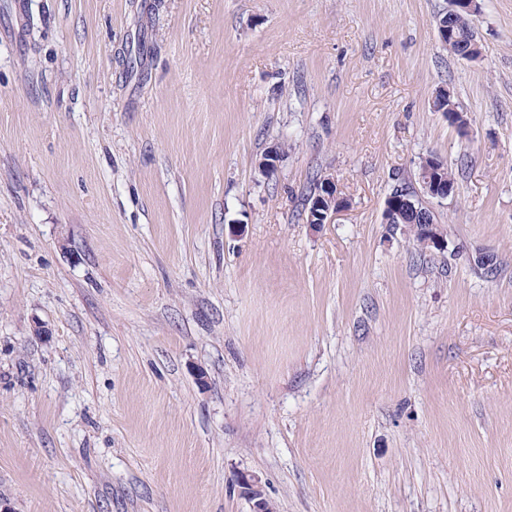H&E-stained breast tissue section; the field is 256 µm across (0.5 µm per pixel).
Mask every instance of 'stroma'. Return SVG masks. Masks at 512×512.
I'll return each instance as SVG.
<instances>
[{
  "mask_svg": "<svg viewBox=\"0 0 512 512\" xmlns=\"http://www.w3.org/2000/svg\"><path fill=\"white\" fill-rule=\"evenodd\" d=\"M478 4L465 61L450 0H0L15 512H250L244 475L275 512H512V0ZM430 153L466 171L423 251L383 209ZM471 17L474 16L470 15L465 10L459 9L457 12V9L453 8L441 14L435 21L439 39L440 29H451L452 36L449 40H446V42H448V45L446 46H448V49L459 58L460 54L466 53L465 51L471 45H478V49L474 51L475 55L482 54L483 45L480 43V39L477 38ZM442 25L446 27H443ZM323 181L324 192L321 195L319 194L322 184L321 178L317 177L310 181L309 186L306 188L304 194V218L306 222L308 220L310 222L314 219V216L310 214V211L312 209L315 197L319 194L317 196L318 203L316 208L320 210L319 212L314 211V214L317 216L318 220L314 223H311L313 225L331 224L335 221L336 215L347 208L346 203L342 201L344 197L340 196L337 191L334 179L330 177H324Z\"/></svg>",
  "mask_w": 512,
  "mask_h": 512,
  "instance_id": "35a3bbf8",
  "label": "stroma"
}]
</instances>
